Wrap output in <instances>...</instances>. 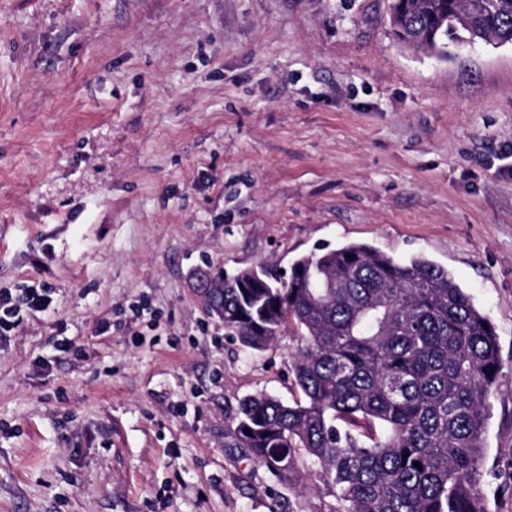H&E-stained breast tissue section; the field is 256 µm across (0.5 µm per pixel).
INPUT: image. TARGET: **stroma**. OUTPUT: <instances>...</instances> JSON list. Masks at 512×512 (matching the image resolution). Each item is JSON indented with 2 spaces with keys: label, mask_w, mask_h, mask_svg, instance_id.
Here are the masks:
<instances>
[{
  "label": "stroma",
  "mask_w": 512,
  "mask_h": 512,
  "mask_svg": "<svg viewBox=\"0 0 512 512\" xmlns=\"http://www.w3.org/2000/svg\"><path fill=\"white\" fill-rule=\"evenodd\" d=\"M391 8L0 0V292L55 300L0 338V512H324L318 467L281 483L230 422L298 397L296 336L245 349L196 273L348 243L447 268L489 318L480 489L512 512V45L438 60Z\"/></svg>",
  "instance_id": "35a3bbf8"
}]
</instances>
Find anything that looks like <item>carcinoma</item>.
<instances>
[{"mask_svg": "<svg viewBox=\"0 0 512 512\" xmlns=\"http://www.w3.org/2000/svg\"><path fill=\"white\" fill-rule=\"evenodd\" d=\"M405 0L392 23L435 41L412 48L448 56L446 40L491 34L512 42V0ZM225 334L261 351L297 336L292 404L243 399L235 436L255 463L296 481L299 459L333 487L328 512H488L477 486L497 336L448 269L397 260L363 244L298 259L288 282L243 269L208 284Z\"/></svg>", "mask_w": 512, "mask_h": 512, "instance_id": "obj_1", "label": "carcinoma"}]
</instances>
